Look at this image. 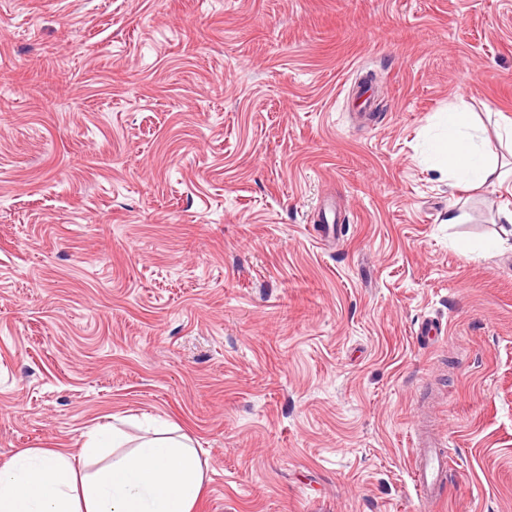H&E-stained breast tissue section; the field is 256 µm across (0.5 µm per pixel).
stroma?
<instances>
[{"instance_id": "stroma-1", "label": "stroma", "mask_w": 512, "mask_h": 512, "mask_svg": "<svg viewBox=\"0 0 512 512\" xmlns=\"http://www.w3.org/2000/svg\"><path fill=\"white\" fill-rule=\"evenodd\" d=\"M452 103L512 119V0H0V466L171 424L194 512H512V193L436 169ZM416 448H423L416 454L413 482L417 494L424 499L433 497L437 483L448 469V460L440 449L442 444L436 436L419 434Z\"/></svg>"}]
</instances>
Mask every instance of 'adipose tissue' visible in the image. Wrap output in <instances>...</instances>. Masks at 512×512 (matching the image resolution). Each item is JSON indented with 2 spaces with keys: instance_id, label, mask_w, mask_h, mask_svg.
<instances>
[{
  "instance_id": "1",
  "label": "adipose tissue",
  "mask_w": 512,
  "mask_h": 512,
  "mask_svg": "<svg viewBox=\"0 0 512 512\" xmlns=\"http://www.w3.org/2000/svg\"><path fill=\"white\" fill-rule=\"evenodd\" d=\"M443 125L434 151L449 179L512 192V174L471 113L449 106ZM109 436L120 438V429L100 426L76 449L18 450L0 467V512H193L206 463L186 436L158 432L106 462L101 448Z\"/></svg>"
}]
</instances>
